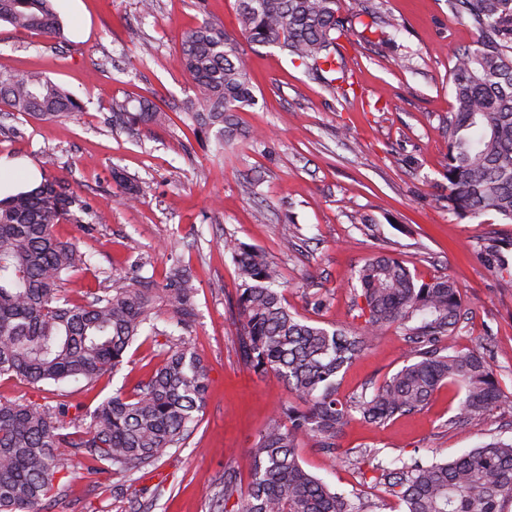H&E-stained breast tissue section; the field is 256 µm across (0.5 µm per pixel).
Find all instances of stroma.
Returning a JSON list of instances; mask_svg holds the SVG:
<instances>
[{
    "mask_svg": "<svg viewBox=\"0 0 512 512\" xmlns=\"http://www.w3.org/2000/svg\"><path fill=\"white\" fill-rule=\"evenodd\" d=\"M372 3L379 18H395L400 27L366 35L356 23L339 39L354 80L345 101L278 47L245 45L258 103L238 112L240 134L222 146L194 129L191 80L178 65L180 34L205 20L238 31L236 0H156L149 17L139 0H54L60 34L0 24V71H41L84 104L58 121L0 112V181L23 187L56 179L105 216L87 232L55 227L62 239L78 238L89 259L87 270L65 284L75 301L135 269L160 281L174 261L186 265L198 287L189 342L208 372L201 420L183 447L132 476H113L108 488L74 468L49 512H137L142 504L150 512H210L207 493L225 471L250 481L248 450L292 395L273 374H255L240 359L228 239L262 249L281 269L290 311L325 326L357 329L347 284L374 254L399 259L425 281L451 276L464 311L453 344L485 348L502 390L512 394V289L500 286L479 253L489 232L512 236V224L492 214L457 219L445 201L448 75L454 50L477 34L452 17L448 0ZM140 96L154 101L165 120L114 123L113 99ZM254 130L261 138L250 139ZM116 169L143 187L139 203L124 202L112 179ZM246 181L254 183V195H243ZM286 237L293 241L288 250ZM316 293L326 300L318 311L310 304ZM166 342L163 336L136 342L128 363L91 388L71 382L37 390L4 377L0 397L92 407L118 392L129 396L160 365ZM410 352L403 331L387 327L341 372L340 396L371 390L401 369ZM459 399L458 387L447 385L424 410L385 425L352 419L338 446L371 448L386 462L441 460L484 439L512 438V405L453 425ZM298 455L336 490L377 503L378 512H401L383 487L363 482L316 442H304Z\"/></svg>",
    "mask_w": 512,
    "mask_h": 512,
    "instance_id": "stroma-1",
    "label": "stroma"
}]
</instances>
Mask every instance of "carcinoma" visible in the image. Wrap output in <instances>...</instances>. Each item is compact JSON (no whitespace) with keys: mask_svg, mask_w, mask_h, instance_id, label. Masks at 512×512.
Returning a JSON list of instances; mask_svg holds the SVG:
<instances>
[{"mask_svg":"<svg viewBox=\"0 0 512 512\" xmlns=\"http://www.w3.org/2000/svg\"><path fill=\"white\" fill-rule=\"evenodd\" d=\"M341 9V0H237L248 43L279 47L344 98L336 78H327L343 65L337 40L352 20L374 11L369 0H355L348 16ZM448 10L477 32L476 41L454 51L449 73L448 211L461 220L493 212L512 224V0H448ZM0 22L50 35L61 30L53 0H0ZM179 63L194 84L192 118L200 130L215 131L221 143L234 139L235 113L256 102L238 38L204 21L182 34ZM0 105L43 121L82 109L75 95L38 72H0ZM112 112L144 124L161 118L145 97L115 99ZM113 179L127 201L143 196L142 186L121 173L113 172ZM97 222L91 204L56 180L0 197V377L92 385L122 366L139 337L171 336L176 343L135 395L109 396L74 417L89 420L84 428H70L66 401L50 408L0 399V512H49L53 491L75 458L85 461L90 475L129 474L184 444L200 421L207 372L186 342L197 292L188 269L172 265L160 285L121 276L82 302L63 288L87 259L54 226ZM511 249L512 240L504 238L480 246L504 288H512L505 255ZM230 250L240 281V358L258 373L281 378L297 401L282 403L249 448L254 468L247 487L227 473L224 484L209 491L213 512H375L374 503H355L303 468L297 448L305 439L363 479L373 472L371 479L404 504L403 512H505L512 503V440L492 438L448 461L400 458L393 467L377 460L375 450L337 448L354 414L381 426L422 410L443 385L464 391L450 424L476 423L512 402L484 352L447 344L462 310L451 277L420 282L397 259L378 253L354 276L360 330L330 329L288 309L278 266L262 250L243 242L231 243ZM162 307L168 312L164 330L157 327ZM393 324L415 353L370 393L340 398L339 373L369 338Z\"/></svg>","mask_w":512,"mask_h":512,"instance_id":"1","label":"carcinoma"}]
</instances>
